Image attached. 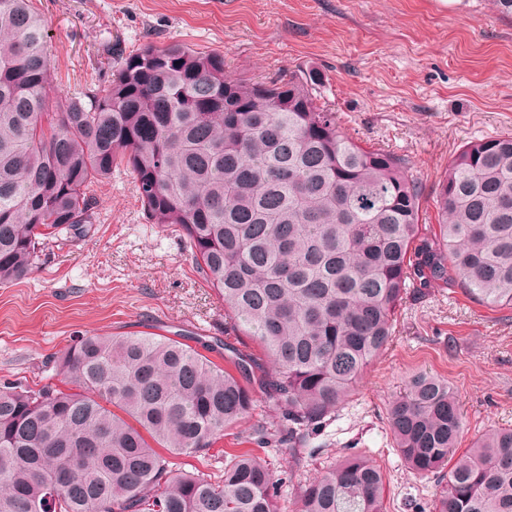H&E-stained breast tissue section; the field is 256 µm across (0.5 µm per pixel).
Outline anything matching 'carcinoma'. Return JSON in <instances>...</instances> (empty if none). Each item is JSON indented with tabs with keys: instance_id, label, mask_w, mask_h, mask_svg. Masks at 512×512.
<instances>
[{
	"instance_id": "cac0c4a2",
	"label": "carcinoma",
	"mask_w": 512,
	"mask_h": 512,
	"mask_svg": "<svg viewBox=\"0 0 512 512\" xmlns=\"http://www.w3.org/2000/svg\"><path fill=\"white\" fill-rule=\"evenodd\" d=\"M48 22L0 0V284L49 238L84 236L95 186L122 168L147 219L180 232L224 320L263 357L155 333L94 334L57 357L55 382H0V512H281L284 478L248 451L224 479L159 452L208 455L259 403L248 442L301 449L389 344L397 309L433 287L512 309V135L463 144L441 175L437 224L406 158L365 147L318 103L315 73L246 82L179 43L125 58L108 88L53 98ZM397 452L437 481L432 512H512V429L464 451L448 382L413 373L386 407ZM364 454L299 486L297 512H384Z\"/></svg>"
}]
</instances>
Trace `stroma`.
Returning a JSON list of instances; mask_svg holds the SVG:
<instances>
[{
	"label": "stroma",
	"instance_id": "obj_1",
	"mask_svg": "<svg viewBox=\"0 0 512 512\" xmlns=\"http://www.w3.org/2000/svg\"><path fill=\"white\" fill-rule=\"evenodd\" d=\"M48 21L55 96L120 65L104 47L133 52L178 42L224 57L234 77L271 81L323 75L321 100L344 132L409 159L433 192L463 143L512 133V18L492 0H33ZM99 221L83 238L46 241L35 270L0 286V380L37 381L73 340L93 333L217 337L224 302L196 272L182 240L149 223L125 172L95 188ZM447 379L464 416L461 448L512 428V310L486 307L458 288L407 299L395 335L296 470L308 482L360 452L386 475V512H428L438 488L397 454L384 420L416 371ZM249 425L224 432L209 456L179 455L185 470L224 474V454L250 449Z\"/></svg>",
	"mask_w": 512,
	"mask_h": 512
}]
</instances>
